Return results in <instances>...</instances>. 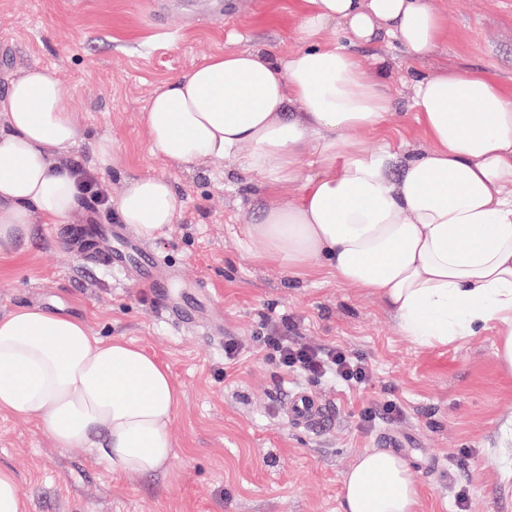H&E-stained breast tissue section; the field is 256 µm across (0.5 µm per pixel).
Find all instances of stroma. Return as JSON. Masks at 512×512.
Masks as SVG:
<instances>
[{"instance_id":"1","label":"stroma","mask_w":512,"mask_h":512,"mask_svg":"<svg viewBox=\"0 0 512 512\" xmlns=\"http://www.w3.org/2000/svg\"><path fill=\"white\" fill-rule=\"evenodd\" d=\"M292 0H0V96L9 78L40 64L56 70L86 132L64 150L118 199L132 178L164 177L184 202L174 224L152 241L160 273H176L184 304L221 312L224 335L158 314L153 288L89 263L68 245L67 226L36 224L16 254L0 258V314L23 307L64 311L94 335L124 337L166 363L180 391L168 468L123 474L89 449L57 448L35 422L0 413V466L23 491L25 512H339L343 475L368 448L398 450L420 491L419 512H512V379L486 331L424 348L402 336L380 298L320 274L293 276L255 259L247 235L270 204L289 205L300 183L267 196L258 178L231 159L187 169L150 153L141 114L153 91L202 58L266 47L279 55L300 42ZM448 21L444 42L410 58L393 41L356 47L382 67L394 99L393 149L413 154L425 140L409 82L415 72H481L512 91V0H436ZM110 138L112 170L99 171L92 142ZM203 281L209 292L188 290ZM287 320L300 342L339 345L372 366L363 391L332 380L284 374L249 347L269 320ZM246 346L224 363V337ZM306 390L325 404L320 428L291 424L283 407ZM394 401L399 418L367 425L365 407Z\"/></svg>"}]
</instances>
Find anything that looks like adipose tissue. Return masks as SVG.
Returning <instances> with one entry per match:
<instances>
[{"label":"adipose tissue","instance_id":"obj_1","mask_svg":"<svg viewBox=\"0 0 512 512\" xmlns=\"http://www.w3.org/2000/svg\"><path fill=\"white\" fill-rule=\"evenodd\" d=\"M300 48L230 50L155 89L142 114L152 154L187 168L232 157L269 194L299 182L297 202L249 225L256 259L316 272L380 296L402 336L421 347L491 329L512 377V93L482 74L415 73L412 102L426 147L398 160L386 129L393 102L382 72L351 44L400 43L429 55L447 33L433 0H294ZM338 29L346 43L329 38ZM0 255L35 224L74 213L77 179L59 154L82 136L54 69L33 65L0 99ZM317 149L320 170L298 165ZM183 201L163 178L128 180L116 209L157 239ZM180 393L168 367L85 320L25 307L0 315V412L36 419L58 448L83 446L112 469L150 474L169 463ZM409 463L360 453L343 478L340 512H417Z\"/></svg>","mask_w":512,"mask_h":512}]
</instances>
